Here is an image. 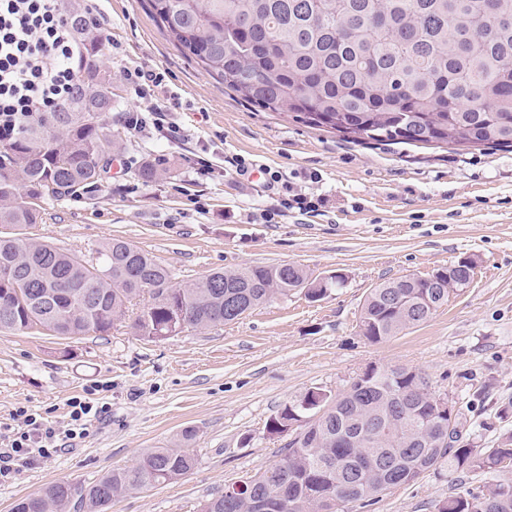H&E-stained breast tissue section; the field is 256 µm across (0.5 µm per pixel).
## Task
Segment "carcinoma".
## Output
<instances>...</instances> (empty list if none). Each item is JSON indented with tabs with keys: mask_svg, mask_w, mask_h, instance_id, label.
<instances>
[{
	"mask_svg": "<svg viewBox=\"0 0 512 512\" xmlns=\"http://www.w3.org/2000/svg\"><path fill=\"white\" fill-rule=\"evenodd\" d=\"M174 45L224 88L270 112L339 132L356 142L512 150V0H149ZM65 20L83 55L68 98L0 140V227L40 218L41 202L94 191L112 152V74L82 0ZM464 258L433 279L400 277L370 289L358 329L372 343L428 322L468 287ZM294 264L215 270L186 284L150 253L114 239L94 255L0 234V335L43 329L59 338L104 336L148 295L134 321L150 340L183 316L208 330L277 297L312 302L341 288ZM445 399L422 372L372 366L340 394L315 388L268 424L300 433L279 461L244 481L237 496L207 499L200 512H352L425 473L493 478L460 484L438 512H512V433L495 448L448 436ZM194 431L180 448H151L95 484L60 480L12 512H108L126 494L168 484L196 464Z\"/></svg>",
	"mask_w": 512,
	"mask_h": 512,
	"instance_id": "1",
	"label": "carcinoma"
}]
</instances>
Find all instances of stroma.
<instances>
[{"mask_svg": "<svg viewBox=\"0 0 512 512\" xmlns=\"http://www.w3.org/2000/svg\"><path fill=\"white\" fill-rule=\"evenodd\" d=\"M96 10L112 24L108 122L120 135L112 155L125 164L107 166L94 192L45 201L41 221L22 228V237L86 254L127 240L178 283L270 264L337 271L346 282L316 302L298 292L237 322L160 341L127 322L106 336L60 339L42 329L0 336V430L20 406L65 427L68 399L96 383L104 387L96 402L109 405L73 448L0 485V512L56 481L90 485L147 449L176 447L186 429L195 434V468L114 500L109 512H198L225 485L278 460L290 436L270 434L268 424L285 404L314 387L344 392L370 366L425 373L484 423L477 445L495 447L500 415L512 413V151L348 140L225 91L162 33L147 0H97ZM141 65L168 71L164 93L183 106L180 142L123 125V111L136 102L122 73ZM201 153L219 167L244 157L326 203L276 224L251 221L253 211L275 207L276 196L255 175L199 177L193 166ZM159 158L167 174L143 181V163ZM463 257L476 262L472 283L431 320L381 343L358 336L371 288ZM456 490L450 477L431 473L363 512H437Z\"/></svg>", "mask_w": 512, "mask_h": 512, "instance_id": "1", "label": "stroma"}]
</instances>
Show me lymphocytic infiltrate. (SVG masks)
Masks as SVG:
<instances>
[{
  "mask_svg": "<svg viewBox=\"0 0 512 512\" xmlns=\"http://www.w3.org/2000/svg\"><path fill=\"white\" fill-rule=\"evenodd\" d=\"M81 56L62 0H0V137L16 132L26 119L52 111L69 96ZM181 107L172 97L146 110H125L121 120L129 130L152 129L177 142L184 137L174 118ZM267 188L278 197L277 207L262 215L268 224L293 210L302 215L315 212L323 204L322 199L295 192L276 171L270 172ZM67 407L69 422L63 431L41 413L25 406L16 409L17 427L0 438V483L13 480L22 467L73 447L91 421L106 412L105 406L84 396L70 398Z\"/></svg>",
  "mask_w": 512,
  "mask_h": 512,
  "instance_id": "1",
  "label": "lymphocytic infiltrate"
}]
</instances>
